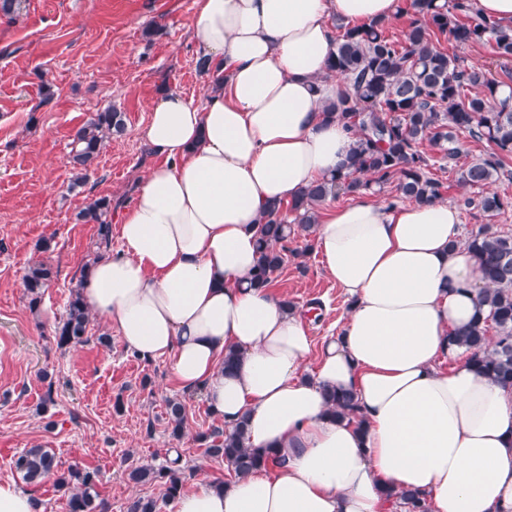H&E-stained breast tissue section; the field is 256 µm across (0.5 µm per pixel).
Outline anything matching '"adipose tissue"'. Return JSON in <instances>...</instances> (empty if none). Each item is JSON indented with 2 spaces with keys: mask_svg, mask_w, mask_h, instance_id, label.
<instances>
[{
  "mask_svg": "<svg viewBox=\"0 0 512 512\" xmlns=\"http://www.w3.org/2000/svg\"><path fill=\"white\" fill-rule=\"evenodd\" d=\"M398 0H197L192 34L209 59L200 102L154 101V162L119 217L122 251L82 290L124 346L167 359L225 429L284 457L224 487L196 482L173 512H396L386 488L426 494L431 512H512V388L460 364L449 340L477 314L484 282L449 245L458 209L356 196L320 213L316 251L350 299L313 375L300 314L249 278L257 227L274 203L328 178L352 131L323 112L344 90L326 69L332 22L392 19ZM239 363L224 372V354ZM452 361L442 369L443 361ZM354 394L362 426L332 419L326 392Z\"/></svg>",
  "mask_w": 512,
  "mask_h": 512,
  "instance_id": "1",
  "label": "adipose tissue"
}]
</instances>
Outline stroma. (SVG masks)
Here are the masks:
<instances>
[{"instance_id":"35a3bbf8","label":"stroma","mask_w":512,"mask_h":512,"mask_svg":"<svg viewBox=\"0 0 512 512\" xmlns=\"http://www.w3.org/2000/svg\"><path fill=\"white\" fill-rule=\"evenodd\" d=\"M195 13L196 0H23L16 18L0 15V479L21 482L16 460L39 445L60 468L96 472L107 512H124L137 496L173 512L159 485L129 481L143 464L177 462L188 486L231 477L193 439L222 419L200 394L178 388L167 360L137 357L95 318L86 343L64 350L54 336L95 255L97 227L77 213L100 197L111 198L113 212L128 208L150 162L143 131L153 101L170 89L195 102L203 95ZM110 107L125 128L106 140L87 181L73 185L72 136ZM311 243L295 235L272 288L305 313L318 344L338 331L349 301ZM36 260L54 277L33 310L22 277ZM171 399L186 406L179 439L168 423Z\"/></svg>"}]
</instances>
